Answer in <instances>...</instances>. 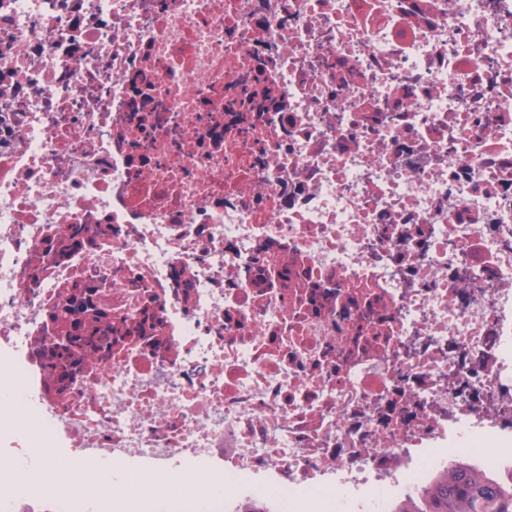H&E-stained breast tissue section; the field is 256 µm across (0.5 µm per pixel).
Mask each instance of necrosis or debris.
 <instances>
[{
	"label": "necrosis or debris",
	"instance_id": "necrosis-or-debris-1",
	"mask_svg": "<svg viewBox=\"0 0 512 512\" xmlns=\"http://www.w3.org/2000/svg\"><path fill=\"white\" fill-rule=\"evenodd\" d=\"M388 512L512 461V0H0V442Z\"/></svg>",
	"mask_w": 512,
	"mask_h": 512
}]
</instances>
